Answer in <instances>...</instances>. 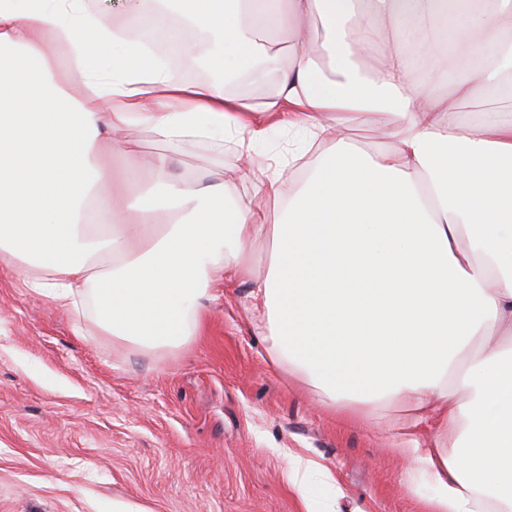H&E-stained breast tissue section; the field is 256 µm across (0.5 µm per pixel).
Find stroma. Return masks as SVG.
Here are the masks:
<instances>
[{"label":"stroma","instance_id":"1","mask_svg":"<svg viewBox=\"0 0 512 512\" xmlns=\"http://www.w3.org/2000/svg\"><path fill=\"white\" fill-rule=\"evenodd\" d=\"M172 168L250 195L232 148L188 142ZM214 279L201 335L145 353L0 269V512H431L387 411L318 407L246 315L249 280ZM305 461L333 482L299 494Z\"/></svg>","mask_w":512,"mask_h":512}]
</instances>
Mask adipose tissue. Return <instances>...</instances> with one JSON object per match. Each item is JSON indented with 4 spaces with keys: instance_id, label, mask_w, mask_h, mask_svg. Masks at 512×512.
<instances>
[{
    "instance_id": "1",
    "label": "adipose tissue",
    "mask_w": 512,
    "mask_h": 512,
    "mask_svg": "<svg viewBox=\"0 0 512 512\" xmlns=\"http://www.w3.org/2000/svg\"><path fill=\"white\" fill-rule=\"evenodd\" d=\"M169 2L177 39L211 36L217 71L237 49L265 102L159 65L141 46L167 17L140 0L123 4L135 39L87 0H0V263L154 351L199 333L212 267L234 282L265 247L245 310L316 403L403 410L397 442L435 486L433 512H512V120L459 111L512 82V0ZM61 47L78 92L58 80ZM446 49L472 66L443 96L429 62ZM382 111L389 146L361 147L343 115ZM140 127L170 151L136 179L119 160ZM272 127L310 133L322 161L293 192L283 164L267 168L233 223L235 182L170 172L185 140L219 134L245 157Z\"/></svg>"
}]
</instances>
